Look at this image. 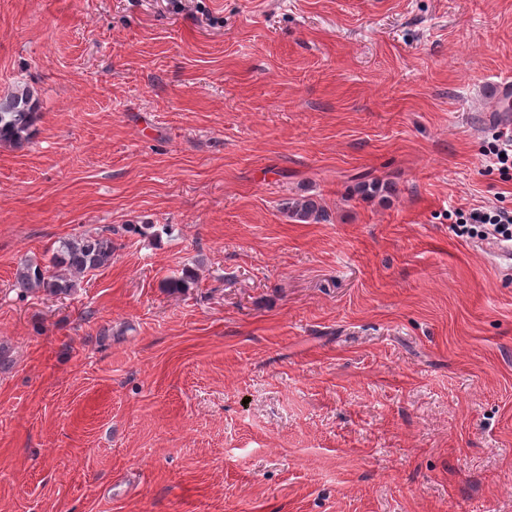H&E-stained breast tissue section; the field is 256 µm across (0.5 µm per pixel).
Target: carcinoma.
<instances>
[{
  "label": "carcinoma",
  "instance_id": "cac0c4a2",
  "mask_svg": "<svg viewBox=\"0 0 512 512\" xmlns=\"http://www.w3.org/2000/svg\"><path fill=\"white\" fill-rule=\"evenodd\" d=\"M36 118V103L27 89L0 99V143L20 144L30 139ZM284 210L298 223L319 219L321 207L306 196L292 198ZM112 237L89 232L59 241L45 263L24 261L15 274V287L24 294L51 296L71 294L80 278L112 263Z\"/></svg>",
  "mask_w": 512,
  "mask_h": 512
}]
</instances>
